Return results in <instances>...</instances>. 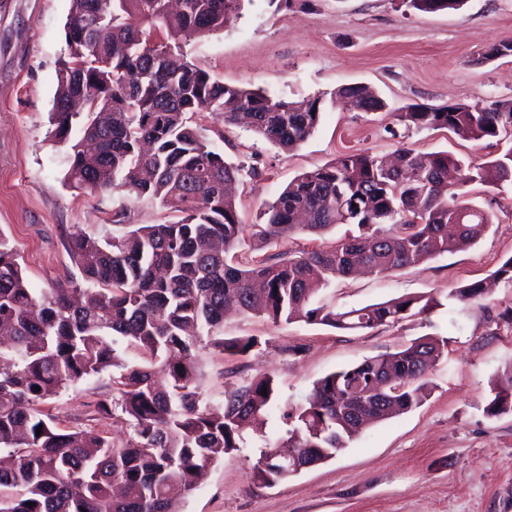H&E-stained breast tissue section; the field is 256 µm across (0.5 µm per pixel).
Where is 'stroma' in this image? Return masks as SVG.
I'll return each mask as SVG.
<instances>
[{"label": "stroma", "instance_id": "stroma-1", "mask_svg": "<svg viewBox=\"0 0 512 512\" xmlns=\"http://www.w3.org/2000/svg\"><path fill=\"white\" fill-rule=\"evenodd\" d=\"M71 0H0V236L9 239L36 292L78 277L68 239L99 240L125 224H159L174 215L158 200L120 190L87 193L66 180L69 147L52 135L51 112L64 24ZM512 42V0H466L456 11L420 13L396 0H246L223 31L183 42L184 60L225 84L292 101L319 98L314 132L284 151L213 114L205 136L245 173L236 192L243 223L256 224L268 203L302 172L349 152L390 155L404 146L488 160L512 141L462 138L445 129L400 123L410 105H483L512 99V56L475 66L472 57ZM362 84L389 108L359 112L337 101L338 87ZM496 219L477 243L386 275L337 280L317 297L339 310L390 299H438L429 315L366 330L230 314L224 338L256 337L248 357L221 354L211 338L198 349V383L207 400L271 376L280 405L302 402L315 381L397 350L423 336L447 344L429 375V395L411 411L372 425L335 457L271 486L251 479L260 448L230 454L182 500L180 512H512V413L492 417V387L512 370V284L495 283L486 308L449 302V290L489 280L512 256V186L467 188ZM125 212V224L114 223ZM105 373L68 386L41 408L70 427L91 419V401L107 392Z\"/></svg>", "mask_w": 512, "mask_h": 512}]
</instances>
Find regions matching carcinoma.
I'll use <instances>...</instances> for the list:
<instances>
[{
  "label": "carcinoma",
  "instance_id": "1",
  "mask_svg": "<svg viewBox=\"0 0 512 512\" xmlns=\"http://www.w3.org/2000/svg\"><path fill=\"white\" fill-rule=\"evenodd\" d=\"M243 2L177 0L173 10L170 0H72L51 113L54 138L70 144L68 181L84 191L147 195L177 220L102 242L72 235L80 279L40 295L0 237V512H179V499L207 469L246 447V426L271 447L266 425L278 409L271 377L224 393L218 407L194 384L198 343L224 327L228 310L344 330L424 315L436 299L399 297L341 312L314 298L359 268L388 274L474 244L493 225L491 208L472 203L463 188L512 185V146L468 164L446 152L401 148L390 168L365 152L344 153L296 176L266 206L264 223H242L228 191L242 166L192 117L218 112L224 123H243L288 151L321 115L317 99L302 109L174 59L178 40L224 30ZM400 2L435 13L465 0ZM336 95L360 112L387 108L365 85L342 86ZM76 100L84 111L73 109ZM399 120L488 141L512 127V101L414 106ZM339 224L357 233L329 249L288 259L249 254L254 238L271 245ZM484 296L480 281L448 291L450 300L479 306ZM214 345L245 357L260 342L216 337ZM439 355V339L419 338L316 381L303 403L281 413L293 454L261 457L254 480L269 486L328 461L365 426L419 406ZM106 372L112 388L93 412L121 411L133 427L128 439L86 425L61 428L41 410L47 396ZM378 375L383 393L359 408V388ZM485 411L512 412V371L492 387Z\"/></svg>",
  "mask_w": 512,
  "mask_h": 512
}]
</instances>
